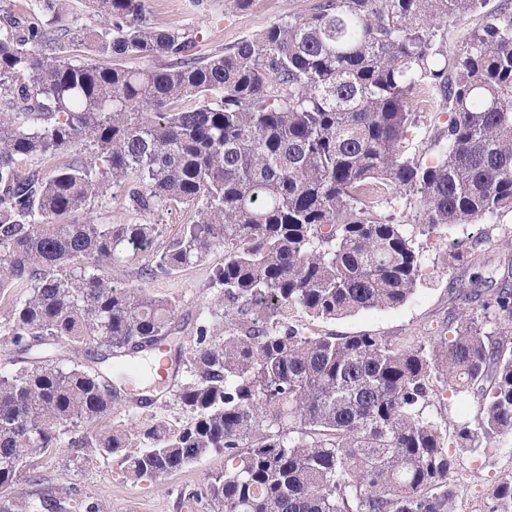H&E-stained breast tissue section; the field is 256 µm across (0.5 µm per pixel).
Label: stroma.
<instances>
[{
  "label": "stroma",
  "mask_w": 512,
  "mask_h": 512,
  "mask_svg": "<svg viewBox=\"0 0 512 512\" xmlns=\"http://www.w3.org/2000/svg\"><path fill=\"white\" fill-rule=\"evenodd\" d=\"M210 2V11L201 16L190 7L189 0H146L147 16L161 28L198 29L197 49L206 54L257 37L281 18L308 12L316 0H253L251 7L237 12L225 11L224 0ZM475 230V225L465 224L433 235H416L424 267L416 293L406 304L336 321L304 316L301 325L316 333H369L392 339L437 335L448 323L449 288L472 276L492 280L504 260L512 257V212H507L490 225L492 245L479 255L476 264L442 266L439 259L448 246L464 248ZM223 261L224 252L218 249L204 262L185 267L171 277L140 282L134 269L119 266L112 267L110 273L115 285L138 282L148 292L175 301L183 351L188 354L195 347V326L207 314L212 272ZM223 471V454L213 453L159 480L137 481L126 475L118 459L93 455L76 458L69 449L58 448L43 456L36 470L23 472L11 486L0 489V512H10L15 503L36 501L47 493L60 501V512H71L75 502L82 500L98 503L101 512H205L203 504H189L186 496ZM510 473L512 439L498 448L464 455L455 476L456 512H488L487 488Z\"/></svg>",
  "instance_id": "1"
}]
</instances>
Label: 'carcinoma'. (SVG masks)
Returning <instances> with one entry per match:
<instances>
[{
  "mask_svg": "<svg viewBox=\"0 0 512 512\" xmlns=\"http://www.w3.org/2000/svg\"><path fill=\"white\" fill-rule=\"evenodd\" d=\"M91 2L90 30L62 0L0 28V291L29 289L0 326L21 364L0 371V489L54 448L119 456L140 481L222 453L224 473L187 494L211 512H455L460 459L512 439V261L494 288L451 289L433 338L308 334L297 317L409 300L408 222L512 212V8L318 0L203 56L145 0ZM420 94L446 114L422 137ZM62 151L75 160L42 172ZM111 188L138 221L74 220ZM181 208L192 220L160 242L150 218ZM491 243L483 230L442 264ZM217 248L222 332L200 322L185 361L174 303L114 285L109 266L124 255L158 278ZM161 347L186 366L188 420L98 427L121 408L119 360ZM448 390L476 405L451 433L430 410ZM488 497L512 512V474Z\"/></svg>",
  "mask_w": 512,
  "mask_h": 512,
  "instance_id": "carcinoma-1",
  "label": "carcinoma"
}]
</instances>
